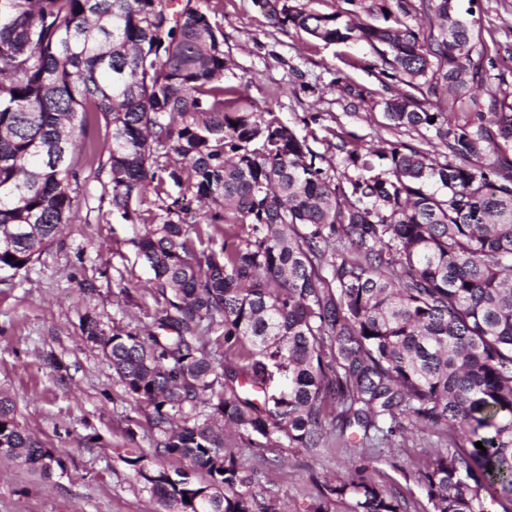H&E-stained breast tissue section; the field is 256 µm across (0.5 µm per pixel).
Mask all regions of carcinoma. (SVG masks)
I'll list each match as a JSON object with an SVG mask.
<instances>
[{"label":"carcinoma","mask_w":512,"mask_h":512,"mask_svg":"<svg viewBox=\"0 0 512 512\" xmlns=\"http://www.w3.org/2000/svg\"><path fill=\"white\" fill-rule=\"evenodd\" d=\"M256 2L277 28L367 44L411 88L383 101L386 120L434 129L454 162L343 140L357 174L334 181L276 113L224 86L223 29L191 0L176 18L166 0H0V274L76 215L81 165L106 176L112 213L144 224L133 243L166 334L90 317L82 334L150 410L154 455L183 461L123 458L166 512H290L218 422L311 452L357 428L356 461L304 512H409L367 471L410 426L448 436L418 472L426 512H488L489 498L512 512V99L490 92V117L463 102L468 82L504 81L500 50L473 57L482 32L458 0H349L369 20L344 22ZM443 92L448 111H429ZM0 426L1 457L63 469L3 395Z\"/></svg>","instance_id":"cac0c4a2"}]
</instances>
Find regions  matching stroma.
Returning a JSON list of instances; mask_svg holds the SVG:
<instances>
[{
	"instance_id": "stroma-1",
	"label": "stroma",
	"mask_w": 512,
	"mask_h": 512,
	"mask_svg": "<svg viewBox=\"0 0 512 512\" xmlns=\"http://www.w3.org/2000/svg\"><path fill=\"white\" fill-rule=\"evenodd\" d=\"M213 9L224 31L229 65L225 86L243 91L261 110L276 112L332 178L345 172L340 140L367 146L382 141L443 145L420 129L388 127L382 101L404 91L382 87L377 68L345 69L343 56L374 60L363 43L327 44L303 31L274 27L254 0H197ZM473 19L492 33L500 51H512V0H474ZM79 210L39 260L0 282V394L16 406V420L64 464L45 481L0 459V512H156L158 504L124 463L126 449L153 455L147 413L133 409L100 348L85 340L81 323L95 317L105 328L141 333L153 326L151 272L136 256L130 225L116 220L98 181L80 179ZM388 460L368 471L371 481L411 494L415 471L447 446L444 436L412 431L396 438ZM241 465L280 454L283 466L266 473L288 504L315 497V483L345 473L351 458L327 437L311 453L285 446L255 448L228 441Z\"/></svg>"
}]
</instances>
